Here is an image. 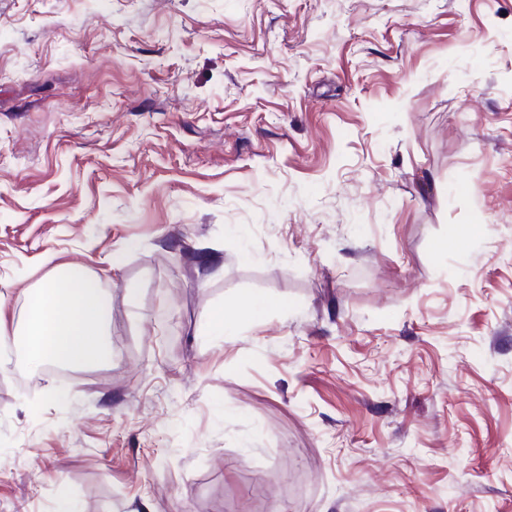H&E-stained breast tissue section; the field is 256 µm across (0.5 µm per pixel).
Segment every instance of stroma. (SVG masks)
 Returning <instances> with one entry per match:
<instances>
[{"instance_id": "obj_1", "label": "stroma", "mask_w": 512, "mask_h": 512, "mask_svg": "<svg viewBox=\"0 0 512 512\" xmlns=\"http://www.w3.org/2000/svg\"><path fill=\"white\" fill-rule=\"evenodd\" d=\"M63 264L0 512H512V0H0V316ZM111 296L101 278L75 265L57 267L26 297L25 327L10 328L0 316V369L9 361L2 351L23 337V360L35 368L59 365L80 368L112 364L107 343ZM277 305V302L270 297L257 295L247 299L241 306L237 307L233 313L226 311L215 313L212 316V323L215 331L223 335L224 331L230 328L240 315H246L252 318H258L259 315L269 306Z\"/></svg>"}]
</instances>
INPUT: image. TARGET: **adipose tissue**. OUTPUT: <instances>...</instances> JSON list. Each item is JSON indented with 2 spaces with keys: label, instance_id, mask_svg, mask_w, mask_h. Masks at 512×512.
Returning a JSON list of instances; mask_svg holds the SVG:
<instances>
[{
  "label": "adipose tissue",
  "instance_id": "ef3b65f1",
  "mask_svg": "<svg viewBox=\"0 0 512 512\" xmlns=\"http://www.w3.org/2000/svg\"><path fill=\"white\" fill-rule=\"evenodd\" d=\"M111 296L99 276L74 265L57 267L26 297L24 328L0 320V353L20 344L23 358L35 368H80L112 361L107 343Z\"/></svg>",
  "mask_w": 512,
  "mask_h": 512
}]
</instances>
